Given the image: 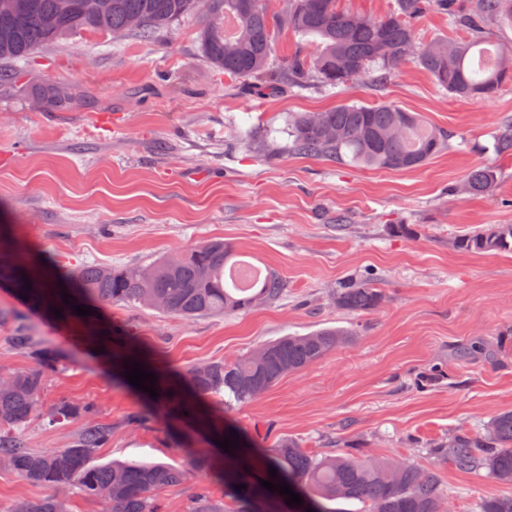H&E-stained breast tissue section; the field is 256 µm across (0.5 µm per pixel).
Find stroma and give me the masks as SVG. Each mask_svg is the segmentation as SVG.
Returning a JSON list of instances; mask_svg holds the SVG:
<instances>
[{
    "mask_svg": "<svg viewBox=\"0 0 512 512\" xmlns=\"http://www.w3.org/2000/svg\"><path fill=\"white\" fill-rule=\"evenodd\" d=\"M209 11L151 38L81 30L20 62L27 92L0 87V253L52 272L85 264L134 267L210 239L278 272L285 293L250 312L185 320L105 304L96 321H61L0 281V368L25 370L52 351L45 404L96 406L112 431L97 450L114 460L183 463L207 451L203 434L150 415V402L112 375L95 342L115 336L164 372L234 361L280 337L332 326L350 341L288 375L225 420L253 447L290 437L315 454L437 465L448 512H479L501 487L428 448L461 429L482 433L512 409V253L458 248L468 230L512 224V155L495 136L512 119V84L490 99L460 100L409 63L381 84L346 93L311 82L277 96L248 93L202 55ZM84 99L68 111L43 86ZM352 101L389 102L446 131L448 146L421 167L389 171L302 158L287 150L289 117ZM496 171L487 195L461 193L477 167ZM368 281L384 299L352 314L334 294ZM31 337L30 348L13 343ZM141 423H133L135 415ZM83 420L23 431L34 449L67 448Z\"/></svg>",
    "mask_w": 512,
    "mask_h": 512,
    "instance_id": "35a3bbf8",
    "label": "stroma"
}]
</instances>
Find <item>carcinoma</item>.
Masks as SVG:
<instances>
[{
    "label": "carcinoma",
    "instance_id": "cac0c4a2",
    "mask_svg": "<svg viewBox=\"0 0 512 512\" xmlns=\"http://www.w3.org/2000/svg\"><path fill=\"white\" fill-rule=\"evenodd\" d=\"M198 0H0V87L22 89V72L3 67L24 60L34 49L84 29L134 32L147 39L152 30L168 25L197 9ZM434 9L468 30L466 40L446 39L429 44L417 41L411 19ZM512 26V0H476L467 13L454 10V0H396L395 9L382 17H359L341 12L336 0H288L282 15L271 14L265 0H210L209 17L201 32L207 61L258 95H274L288 85L316 81L325 88H346L368 81L382 84L404 64L413 62L427 71L448 94L463 99L488 98L512 82V47L489 51L482 23L489 18ZM283 26L311 41V56L294 54L279 67H270L275 28ZM46 101L55 107L79 104L71 93L49 90ZM288 149L295 155L330 159L371 169L392 171L420 167L440 153L448 135L429 126L419 115L392 103L345 102L326 112H309L289 123ZM497 184L489 168L472 170L465 189L488 194ZM464 250L512 251V224L501 225L494 237L480 230L458 241ZM235 262L232 247L222 240L202 242L189 250L162 256L129 268L83 265L63 278L64 290H49L51 302L68 311L73 306L132 304L192 319L243 312L278 301L284 292L280 275L267 270L250 288L227 284L226 267ZM17 291L36 299L43 289L26 280V265L7 268ZM73 296L70 303L62 293ZM383 299L380 289L368 282L348 281L336 290V307L358 314L375 310ZM352 332L325 327L305 336H283L231 362L211 361L187 369L164 396L179 395L168 409L190 421L201 422L214 437L224 432V412L252 402L285 376L304 370L349 341ZM51 353L39 366L0 375V466L51 495L17 501L11 512H67L71 495L101 502L105 512H161L157 494L184 483L190 470L163 462L113 461L97 463L94 455L110 439L111 428L92 421L96 408L65 398L46 408L41 401L45 370L53 367ZM187 388L201 400L221 398L216 413H204L182 394ZM35 417L55 427L85 420L69 448L36 450L22 435ZM447 456L463 472L483 471L497 483L512 486V410L496 414L482 436L460 431L453 448L431 449ZM275 469L277 476L270 477ZM224 497L198 487L189 512H256L260 501L272 504L287 496L263 487L261 481L286 483L300 494L313 512H340L330 502L357 501L368 512H447L446 494L438 471L420 469L408 462L368 458L351 453L317 455L295 440L282 438L261 451L253 463L222 477ZM246 488L241 489L239 485ZM480 512H512V493L484 498Z\"/></svg>",
    "mask_w": 512,
    "mask_h": 512
}]
</instances>
